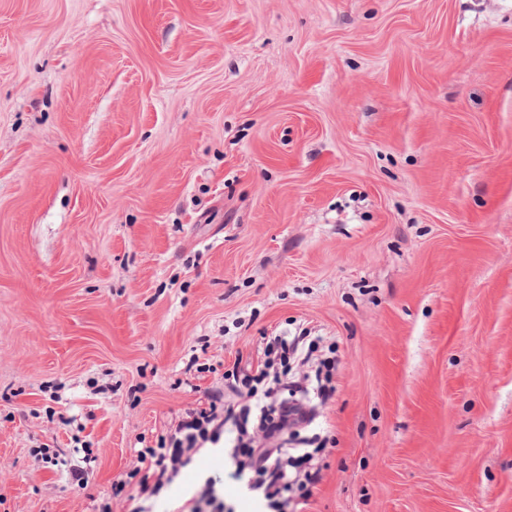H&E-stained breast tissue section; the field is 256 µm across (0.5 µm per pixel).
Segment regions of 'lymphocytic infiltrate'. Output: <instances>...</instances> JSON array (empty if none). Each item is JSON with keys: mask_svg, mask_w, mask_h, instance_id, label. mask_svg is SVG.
Here are the masks:
<instances>
[{"mask_svg": "<svg viewBox=\"0 0 512 512\" xmlns=\"http://www.w3.org/2000/svg\"><path fill=\"white\" fill-rule=\"evenodd\" d=\"M316 347L303 336L269 337L257 366L225 371L226 390H205L177 424L138 452L134 474L137 504L132 512H153V502L182 468L208 446L228 443L227 478L246 480L270 512H288L292 496L308 499L321 479L319 437L300 430L314 415L309 405L333 395L334 357L321 358L314 374L288 381L289 361L308 363Z\"/></svg>", "mask_w": 512, "mask_h": 512, "instance_id": "obj_1", "label": "lymphocytic infiltrate"}]
</instances>
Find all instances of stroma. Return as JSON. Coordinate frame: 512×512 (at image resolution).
Here are the masks:
<instances>
[{
  "instance_id": "1",
  "label": "stroma",
  "mask_w": 512,
  "mask_h": 512,
  "mask_svg": "<svg viewBox=\"0 0 512 512\" xmlns=\"http://www.w3.org/2000/svg\"><path fill=\"white\" fill-rule=\"evenodd\" d=\"M284 332L336 356L295 512H512V0H0V512H131Z\"/></svg>"
}]
</instances>
